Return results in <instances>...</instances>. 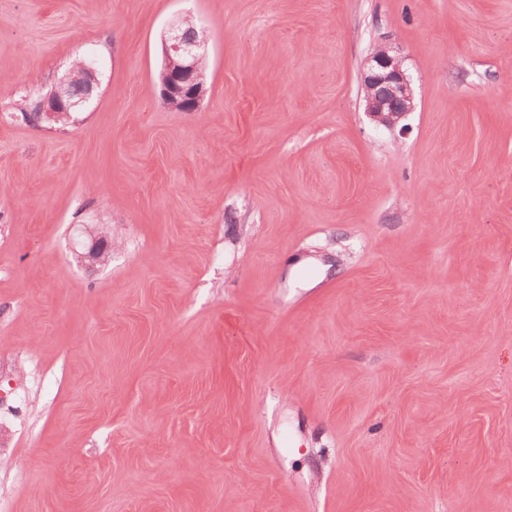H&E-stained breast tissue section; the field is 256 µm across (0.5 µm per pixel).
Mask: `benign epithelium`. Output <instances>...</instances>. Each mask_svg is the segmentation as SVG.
Here are the masks:
<instances>
[{
  "label": "benign epithelium",
  "instance_id": "1",
  "mask_svg": "<svg viewBox=\"0 0 512 512\" xmlns=\"http://www.w3.org/2000/svg\"><path fill=\"white\" fill-rule=\"evenodd\" d=\"M188 22V15L179 18L165 36L162 97L172 102L188 101L194 111L203 96V80L198 64L206 56L207 40L190 35L185 29ZM78 79L87 81L85 96L76 102H66L62 93L57 91L39 99L37 105L43 118L53 122L68 118L70 109L81 107L90 100L96 81L93 62L83 64L80 71H71L63 85ZM364 89L366 113L375 122L389 130L398 126L406 129L402 121L415 109L413 91L403 69L402 58L392 54L391 47L385 43L376 46L368 58Z\"/></svg>",
  "mask_w": 512,
  "mask_h": 512
}]
</instances>
